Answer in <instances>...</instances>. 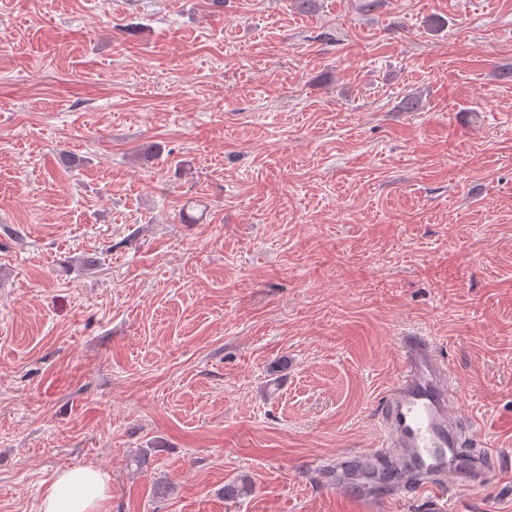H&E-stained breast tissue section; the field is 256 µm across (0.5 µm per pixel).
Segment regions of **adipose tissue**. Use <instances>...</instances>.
<instances>
[{"instance_id": "obj_1", "label": "adipose tissue", "mask_w": 512, "mask_h": 512, "mask_svg": "<svg viewBox=\"0 0 512 512\" xmlns=\"http://www.w3.org/2000/svg\"><path fill=\"white\" fill-rule=\"evenodd\" d=\"M108 475L92 466L61 470L42 502V512H98L107 497Z\"/></svg>"}]
</instances>
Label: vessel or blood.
Segmentation results:
<instances>
[{
    "instance_id": "obj_1",
    "label": "vessel or blood",
    "mask_w": 512,
    "mask_h": 512,
    "mask_svg": "<svg viewBox=\"0 0 512 512\" xmlns=\"http://www.w3.org/2000/svg\"><path fill=\"white\" fill-rule=\"evenodd\" d=\"M405 345V373L380 406L377 451L337 457L330 472L351 512H389L409 494L426 495L431 512H447L449 486L478 483L487 472L464 445L446 365L422 337Z\"/></svg>"
}]
</instances>
